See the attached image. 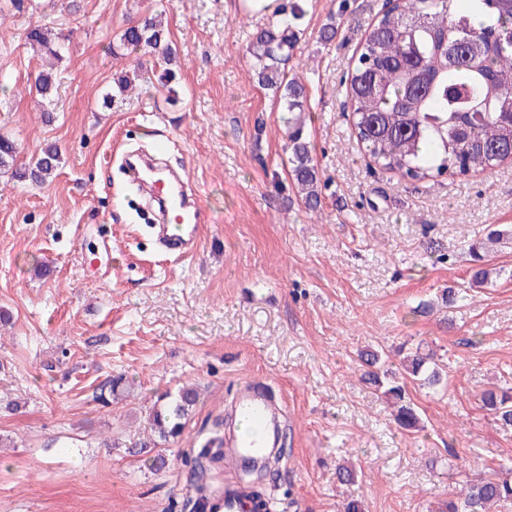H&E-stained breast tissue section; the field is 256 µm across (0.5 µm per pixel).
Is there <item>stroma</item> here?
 Here are the masks:
<instances>
[{"instance_id": "stroma-1", "label": "stroma", "mask_w": 512, "mask_h": 512, "mask_svg": "<svg viewBox=\"0 0 512 512\" xmlns=\"http://www.w3.org/2000/svg\"><path fill=\"white\" fill-rule=\"evenodd\" d=\"M151 2L78 0L70 12L0 0V134L23 163L49 143L61 153L43 187L0 177V512H191L194 483L240 478L195 455L251 380L283 413L282 461L262 478L274 512H339L349 498L364 512H435L465 475L501 477L512 426L480 394L512 387V247L488 255L498 276L450 314L416 307L468 280V242L512 229V167L419 184L376 167L340 84L384 0H309L295 71L327 181L309 212L288 178L286 114L246 54L261 21L237 0H164L178 99L151 79L103 107L134 65L110 46ZM340 9L335 40L320 43ZM31 23L73 33L49 122L26 89L41 64ZM157 142L207 214L191 259L146 234L120 172L127 152ZM402 344L434 350L448 375L436 391L406 380L421 414L412 433L360 379V350H384L395 371ZM186 384L200 400L152 470L126 447L158 398ZM347 463L357 478L344 485Z\"/></svg>"}]
</instances>
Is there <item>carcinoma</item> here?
Here are the masks:
<instances>
[{
	"label": "carcinoma",
	"instance_id": "cac0c4a2",
	"mask_svg": "<svg viewBox=\"0 0 512 512\" xmlns=\"http://www.w3.org/2000/svg\"><path fill=\"white\" fill-rule=\"evenodd\" d=\"M306 0H284L273 18L250 35L247 54L260 88L273 93L288 118V175L302 195L306 209L317 210L325 180L308 140L304 112L308 89L304 81L288 76V63L296 55L304 34ZM338 16H344L339 6ZM336 16V17H338ZM336 17L319 30V40L336 38ZM71 34L52 33L35 25L26 34L29 46L54 61L62 60V44ZM458 46L457 57L448 48ZM152 54L165 67L158 80L168 94H178V51L172 46L162 14L146 11L128 22L112 54ZM117 78L115 89L103 96L112 104L116 94L140 77ZM346 108L351 112L352 134L380 169L412 181L446 176L450 180L473 177L496 167L512 166V0H386L365 37L356 47L342 79ZM28 92L47 100L57 93L54 69H42L28 79ZM18 148L0 135V175L32 188L47 183L61 164L56 145H45L33 161L17 165ZM512 241L505 229L491 227L484 239L467 244L471 280L484 283L492 270L485 258L497 245ZM405 371L428 385L441 380L429 368L433 354L421 348L400 347ZM361 378L393 400L394 419L403 430L420 429V417L405 389L384 370L382 354L367 349L359 358ZM152 409L153 435L134 443L129 452L150 453L179 435L197 405V392L183 387L159 397ZM483 406L505 425L512 424V391L481 393ZM498 480L474 477L463 480L457 495L440 512H491L512 505V465Z\"/></svg>",
	"mask_w": 512,
	"mask_h": 512
}]
</instances>
